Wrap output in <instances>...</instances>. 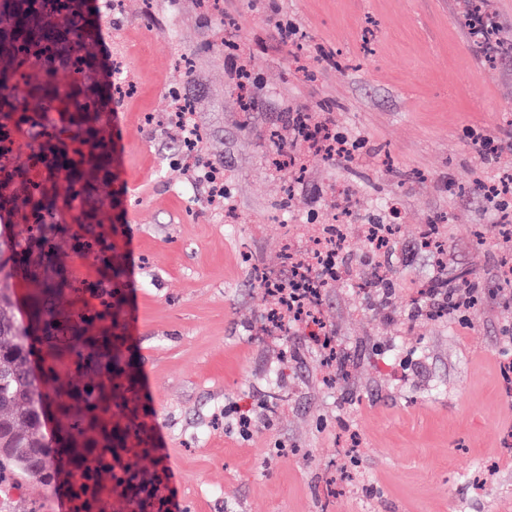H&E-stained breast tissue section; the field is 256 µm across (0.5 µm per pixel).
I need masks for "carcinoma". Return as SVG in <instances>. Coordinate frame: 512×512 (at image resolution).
Returning <instances> with one entry per match:
<instances>
[{"instance_id":"carcinoma-1","label":"carcinoma","mask_w":512,"mask_h":512,"mask_svg":"<svg viewBox=\"0 0 512 512\" xmlns=\"http://www.w3.org/2000/svg\"><path fill=\"white\" fill-rule=\"evenodd\" d=\"M114 0H0V129L24 135L18 151H0V204L15 232L0 236V255L23 257L35 284L28 302L32 326L18 325L0 263V471L13 484L34 478L53 488L61 474L77 476L70 494L94 491L108 475L102 414L111 408L101 386L62 382L54 362L76 359L87 369L111 365L99 336L75 332L82 317L59 322L53 300L76 290L50 263L59 234L54 208L70 206L100 178L108 153L104 116L112 111V82L104 80L101 30ZM52 362L31 378L35 350ZM55 403L59 435L48 441L43 409Z\"/></svg>"}]
</instances>
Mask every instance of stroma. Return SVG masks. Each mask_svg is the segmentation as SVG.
<instances>
[{
    "label": "stroma",
    "mask_w": 512,
    "mask_h": 512,
    "mask_svg": "<svg viewBox=\"0 0 512 512\" xmlns=\"http://www.w3.org/2000/svg\"><path fill=\"white\" fill-rule=\"evenodd\" d=\"M466 0H123L103 27V50L125 87L106 121L107 172L87 196L107 257L86 258L77 210L57 212L54 241L78 290L79 313L126 363L110 372L122 460L138 478L165 471L164 503L141 512H512V406L500 364L512 359V308L498 275L499 199L455 183L512 170V52L483 53L462 16ZM358 58L350 68L332 55ZM251 71L252 108L236 86ZM189 103L202 163L224 173V198L177 163L182 134L167 123ZM327 118L356 144L350 162L305 156L297 178L279 170L294 150L298 113ZM504 144L497 161L481 143ZM353 202L346 263L359 277L363 224L399 223L383 258L388 308L366 306L346 278L324 289L321 317L348 372L300 327L262 334L277 307L252 265L289 272L336 213ZM232 210L237 223L224 221ZM439 225L443 256L422 251ZM490 230L477 245V229ZM479 291L466 319L413 316L416 286L433 277ZM111 290L102 305L98 289ZM254 421L240 433L238 410ZM70 475L49 488L28 479L0 512H54Z\"/></svg>",
    "instance_id": "obj_1"
}]
</instances>
